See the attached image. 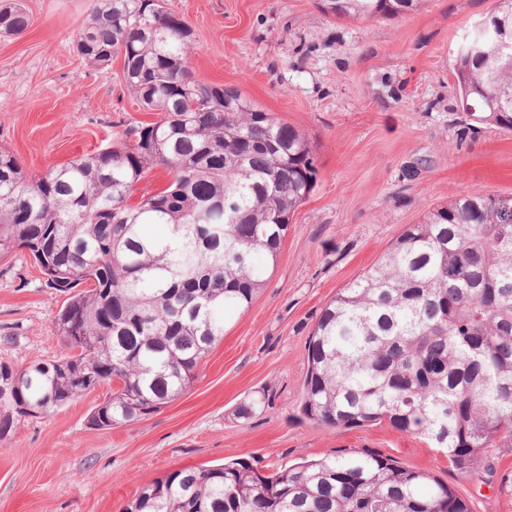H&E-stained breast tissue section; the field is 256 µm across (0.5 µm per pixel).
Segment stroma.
<instances>
[{"label": "stroma", "mask_w": 512, "mask_h": 512, "mask_svg": "<svg viewBox=\"0 0 512 512\" xmlns=\"http://www.w3.org/2000/svg\"><path fill=\"white\" fill-rule=\"evenodd\" d=\"M31 17L0 37V147L38 174L157 120L126 88L122 62L95 68L73 35L91 0H22ZM493 0H424L397 18L338 19L318 0H166L193 31L196 80L237 88L311 143L317 183L299 207L267 283L180 397L136 422L98 430L91 410L112 384L0 443V512H123L141 488L188 467L242 458L262 474L304 458L382 454L430 473L471 512H512V447H491L470 474L423 440L382 424L318 426L298 395L324 305L381 259L410 224L459 195H512V131L466 126L456 111V48ZM27 252L0 259V360L16 367L67 348L54 318L67 299ZM268 395L249 419L232 411Z\"/></svg>", "instance_id": "35a3bbf8"}]
</instances>
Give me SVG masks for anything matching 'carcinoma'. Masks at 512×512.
Returning a JSON list of instances; mask_svg holds the SVG:
<instances>
[{"mask_svg":"<svg viewBox=\"0 0 512 512\" xmlns=\"http://www.w3.org/2000/svg\"><path fill=\"white\" fill-rule=\"evenodd\" d=\"M337 18L399 17L423 0H320ZM456 50L457 111L512 129V0ZM30 19L0 5V35ZM187 24L162 0H92L74 38L93 67L123 61L128 90L160 120L39 175L0 148V258L25 250L46 285L70 293L55 328L71 354L0 362V440L103 383L90 414L127 425L184 394L224 338V312L264 288L296 209L317 180L310 142L237 89L195 80ZM153 167L160 189L131 201ZM146 224L165 232L148 236ZM262 397L241 403L248 419ZM303 415L331 429L384 422L448 453L462 474L512 444V196H459L410 224L381 260L339 289L308 342ZM124 512H471L448 485L381 454L304 460L270 476L249 462L177 469Z\"/></svg>","mask_w":512,"mask_h":512,"instance_id":"carcinoma-1","label":"carcinoma"}]
</instances>
